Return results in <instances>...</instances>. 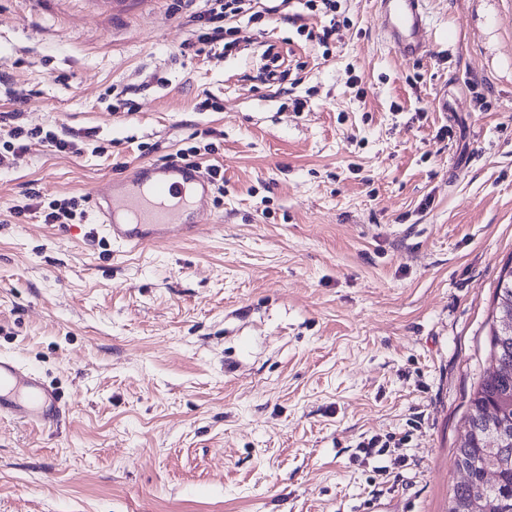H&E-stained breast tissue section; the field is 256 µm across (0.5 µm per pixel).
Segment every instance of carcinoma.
I'll return each instance as SVG.
<instances>
[{"mask_svg": "<svg viewBox=\"0 0 512 512\" xmlns=\"http://www.w3.org/2000/svg\"><path fill=\"white\" fill-rule=\"evenodd\" d=\"M512 306V263L498 276L495 307L489 329V357L498 371L483 373L470 394L456 458L464 460L472 480L453 488L451 506L485 495L489 512H512V335L500 334L498 319L504 306ZM491 467L498 479L493 490L484 488L482 472Z\"/></svg>", "mask_w": 512, "mask_h": 512, "instance_id": "cac0c4a2", "label": "carcinoma"}]
</instances>
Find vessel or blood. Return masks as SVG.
<instances>
[{"label": "vessel or blood", "mask_w": 512, "mask_h": 512, "mask_svg": "<svg viewBox=\"0 0 512 512\" xmlns=\"http://www.w3.org/2000/svg\"><path fill=\"white\" fill-rule=\"evenodd\" d=\"M380 34L402 56L427 49L426 0H376ZM212 183L195 165L142 163L121 180L95 191L97 221L114 244L139 249L195 235ZM68 409L58 392L16 357L0 355V418L39 426L60 425Z\"/></svg>", "instance_id": "1"}]
</instances>
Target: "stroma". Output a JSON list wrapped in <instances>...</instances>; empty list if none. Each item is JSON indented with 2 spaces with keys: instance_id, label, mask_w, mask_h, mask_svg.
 I'll return each mask as SVG.
<instances>
[{
  "instance_id": "stroma-1",
  "label": "stroma",
  "mask_w": 512,
  "mask_h": 512,
  "mask_svg": "<svg viewBox=\"0 0 512 512\" xmlns=\"http://www.w3.org/2000/svg\"><path fill=\"white\" fill-rule=\"evenodd\" d=\"M200 8L0 0V111L94 131L0 170V354L69 409L0 420V512H448L512 260V0H428L416 60L374 0L326 48L243 13L198 56ZM190 147L224 170L195 241L113 245L88 191ZM31 188L84 221L13 217ZM393 440V436H385V440H383L379 436H372L368 441L365 440L358 444V448H367L368 450H372V448H378L374 453L378 456H385L387 459V465H382L377 468L375 471L382 480L378 484L388 483L390 480V476L394 473V469L397 466H401L406 460L401 456H395L393 458L394 450H391V442Z\"/></svg>"
}]
</instances>
